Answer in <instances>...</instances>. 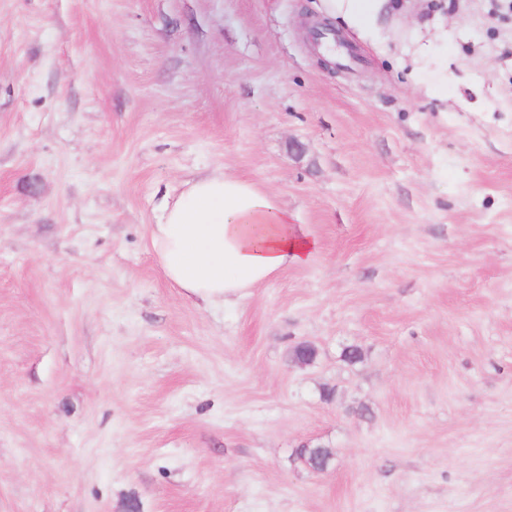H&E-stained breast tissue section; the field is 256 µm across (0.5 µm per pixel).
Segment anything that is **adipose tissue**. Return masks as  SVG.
I'll return each instance as SVG.
<instances>
[{"mask_svg":"<svg viewBox=\"0 0 512 512\" xmlns=\"http://www.w3.org/2000/svg\"><path fill=\"white\" fill-rule=\"evenodd\" d=\"M387 0H323L328 19L359 35L378 31ZM149 244L164 277L185 298L205 305L237 302L285 269L307 266L319 240L294 223L278 198L255 182L223 171L185 182L165 199Z\"/></svg>","mask_w":512,"mask_h":512,"instance_id":"obj_1","label":"adipose tissue"}]
</instances>
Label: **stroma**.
Returning <instances> with one entry per match:
<instances>
[{
    "label": "stroma",
    "mask_w": 512,
    "mask_h": 512,
    "mask_svg": "<svg viewBox=\"0 0 512 512\" xmlns=\"http://www.w3.org/2000/svg\"><path fill=\"white\" fill-rule=\"evenodd\" d=\"M393 2L349 69L320 0H0V512H512V0ZM218 168L321 249L204 309L147 227Z\"/></svg>",
    "instance_id": "obj_1"
}]
</instances>
